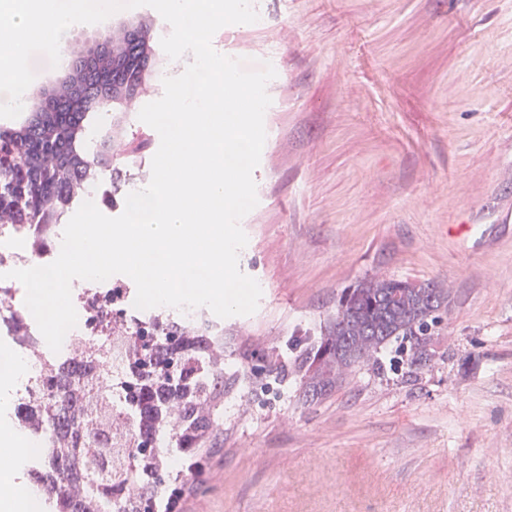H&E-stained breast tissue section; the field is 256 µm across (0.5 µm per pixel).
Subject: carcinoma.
<instances>
[{"instance_id":"obj_1","label":"carcinoma","mask_w":512,"mask_h":512,"mask_svg":"<svg viewBox=\"0 0 512 512\" xmlns=\"http://www.w3.org/2000/svg\"><path fill=\"white\" fill-rule=\"evenodd\" d=\"M112 41V68L94 75L84 61L69 58L77 84L63 83L52 93L56 109L32 112L17 127L0 128V225L59 224L80 193L97 181V165L106 161L105 142L87 131L108 112L116 98L127 109L137 104L153 73L155 48L151 25L145 21L104 35ZM112 122V175L135 164L150 147L144 135L131 141ZM448 289L436 281L399 280L372 275L344 289L328 325L319 330L313 346L303 352L305 396L315 400L338 388L349 371L366 367L384 372L381 354L390 353L389 364H403L402 377L418 376L429 367L430 344L439 335L448 312ZM219 336L202 327L183 326L158 338L141 334L142 349L131 362L145 369L132 380L129 401H137L131 419L132 433L119 430L106 370L105 340L90 338L84 354L70 365L49 360L41 389V405L30 411L45 419L50 431L53 473L47 475L41 496L50 512H98L118 499L122 512H145L133 507L119 478L126 458L144 451V468L136 479L164 490L171 460L156 451L157 437L175 440L186 434L196 446L212 447L215 420L224 415V364L209 360L197 350L202 342ZM182 406L177 429L170 425L171 403Z\"/></svg>"}]
</instances>
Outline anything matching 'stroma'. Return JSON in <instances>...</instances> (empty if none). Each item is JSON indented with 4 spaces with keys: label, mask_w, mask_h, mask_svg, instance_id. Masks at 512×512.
Returning <instances> with one entry per match:
<instances>
[{
    "label": "stroma",
    "mask_w": 512,
    "mask_h": 512,
    "mask_svg": "<svg viewBox=\"0 0 512 512\" xmlns=\"http://www.w3.org/2000/svg\"><path fill=\"white\" fill-rule=\"evenodd\" d=\"M212 45L271 63L258 203L224 321L223 441L194 512H512V0H252ZM375 274L452 302L414 383L306 400L307 329ZM277 348L288 375L254 373Z\"/></svg>",
    "instance_id": "1"
}]
</instances>
